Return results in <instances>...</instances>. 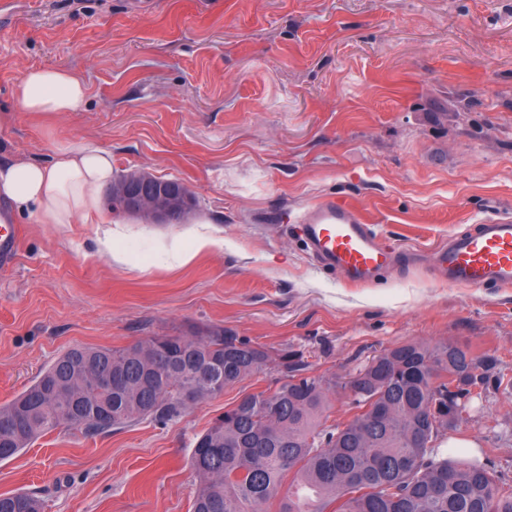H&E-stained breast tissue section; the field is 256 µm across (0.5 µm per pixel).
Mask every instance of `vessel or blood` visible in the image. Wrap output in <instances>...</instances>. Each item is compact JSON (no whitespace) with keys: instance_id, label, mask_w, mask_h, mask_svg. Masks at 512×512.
<instances>
[{"instance_id":"vessel-or-blood-1","label":"vessel or blood","mask_w":512,"mask_h":512,"mask_svg":"<svg viewBox=\"0 0 512 512\" xmlns=\"http://www.w3.org/2000/svg\"><path fill=\"white\" fill-rule=\"evenodd\" d=\"M298 221L305 246L319 267L350 281L367 282L394 264L413 260L412 252L383 246L362 213L351 205L324 200L308 207ZM19 246L18 225L0 223L1 269L14 264ZM431 268L452 286H512V215L506 213L452 235L436 249Z\"/></svg>"}]
</instances>
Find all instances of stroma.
<instances>
[{
	"mask_svg": "<svg viewBox=\"0 0 512 512\" xmlns=\"http://www.w3.org/2000/svg\"><path fill=\"white\" fill-rule=\"evenodd\" d=\"M82 76L86 106L16 111L27 70ZM0 161L83 139L115 171L186 183L192 222H20L0 270V405L73 347L221 328L268 362L166 423L55 429L0 461V494L46 512H192L197 437L242 393L282 384V351L343 384L397 346L455 345L512 378V288L451 287L423 264L357 285L320 269L294 219L361 210L383 243L427 253L512 213V0H10L0 8ZM216 244L198 250L196 236ZM469 440L466 448L452 447ZM442 455L489 457L512 485V394L484 387ZM0 512H45V503L36 492L0 495Z\"/></svg>",
	"mask_w": 512,
	"mask_h": 512,
	"instance_id": "1",
	"label": "stroma"
}]
</instances>
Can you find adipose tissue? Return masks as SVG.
<instances>
[{
  "label": "adipose tissue",
  "instance_id": "1",
  "mask_svg": "<svg viewBox=\"0 0 512 512\" xmlns=\"http://www.w3.org/2000/svg\"><path fill=\"white\" fill-rule=\"evenodd\" d=\"M88 87L76 73L36 68L25 73L17 106L21 111L55 117L77 112ZM115 179L111 152L86 140L60 149L46 163L14 160L0 163V199L12 216L37 224H73L104 220L101 196Z\"/></svg>",
  "mask_w": 512,
  "mask_h": 512
}]
</instances>
